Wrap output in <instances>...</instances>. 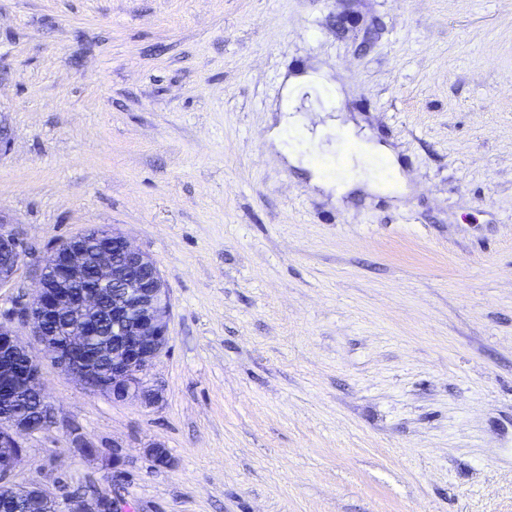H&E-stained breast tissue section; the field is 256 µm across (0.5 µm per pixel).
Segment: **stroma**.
Wrapping results in <instances>:
<instances>
[{"label": "stroma", "instance_id": "35a3bbf8", "mask_svg": "<svg viewBox=\"0 0 512 512\" xmlns=\"http://www.w3.org/2000/svg\"><path fill=\"white\" fill-rule=\"evenodd\" d=\"M0 120V311L93 226L171 300L154 405L38 354L58 424L19 485L512 512V0H0ZM8 224L13 223L0 214V257L2 254L8 259L6 269L3 272L0 270V288L8 286L13 282L26 253L23 240L9 228Z\"/></svg>", "mask_w": 512, "mask_h": 512}]
</instances>
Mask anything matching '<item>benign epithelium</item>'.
I'll return each instance as SVG.
<instances>
[{"label":"benign epithelium","instance_id":"1","mask_svg":"<svg viewBox=\"0 0 512 512\" xmlns=\"http://www.w3.org/2000/svg\"><path fill=\"white\" fill-rule=\"evenodd\" d=\"M9 224L0 214V255L8 259L6 269L0 271V288L13 282L26 253L23 240ZM54 253L60 255L62 267H41L32 295L13 310L0 314V384L4 385L0 395L9 401L19 387L36 393L47 416L40 423L18 411L9 410L0 416V447L16 449L12 454L0 455L1 491L17 489L15 477L22 437L56 424L52 408L45 402L39 366L18 334V327H29L44 348L56 352L59 345L51 339L53 321L77 319L66 343L69 355L57 365L85 385L88 364L110 358L113 399L137 398L146 404L156 400V394L144 385L143 375L167 346L170 299L155 262L117 230L100 236L92 249L80 234ZM107 288L116 290L112 299V343L104 344L99 339L91 350L89 338L98 332L90 316L101 309L103 290ZM36 495L48 512H122L120 504L107 495L59 500L41 489L36 490Z\"/></svg>","mask_w":512,"mask_h":512}]
</instances>
